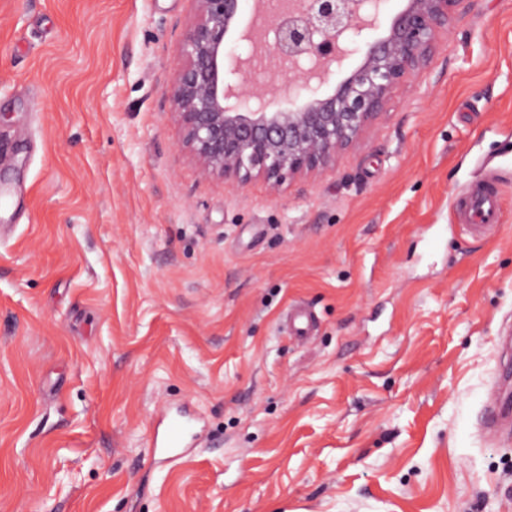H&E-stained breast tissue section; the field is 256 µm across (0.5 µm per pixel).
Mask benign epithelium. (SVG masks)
<instances>
[{"label":"benign epithelium","instance_id":"1","mask_svg":"<svg viewBox=\"0 0 512 512\" xmlns=\"http://www.w3.org/2000/svg\"><path fill=\"white\" fill-rule=\"evenodd\" d=\"M193 23L165 89L182 150L206 177L274 190L324 170L353 145L392 90L429 59L448 14L475 0H406L387 35L370 39L385 0H265L262 23L245 37L243 58L228 49L246 0H190ZM361 63L328 95L317 94L332 65L352 53ZM268 59L298 72L306 91L295 108H273L251 82Z\"/></svg>","mask_w":512,"mask_h":512}]
</instances>
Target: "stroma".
Here are the masks:
<instances>
[{
  "label": "stroma",
  "mask_w": 512,
  "mask_h": 512,
  "mask_svg": "<svg viewBox=\"0 0 512 512\" xmlns=\"http://www.w3.org/2000/svg\"><path fill=\"white\" fill-rule=\"evenodd\" d=\"M191 19L0 0V512H512L482 425L512 387V0L450 12L360 140L278 194L179 147ZM493 176L477 236L454 202ZM311 327V316L305 309L294 307L288 312V333L291 337L305 341L311 337Z\"/></svg>",
  "instance_id": "1"
}]
</instances>
